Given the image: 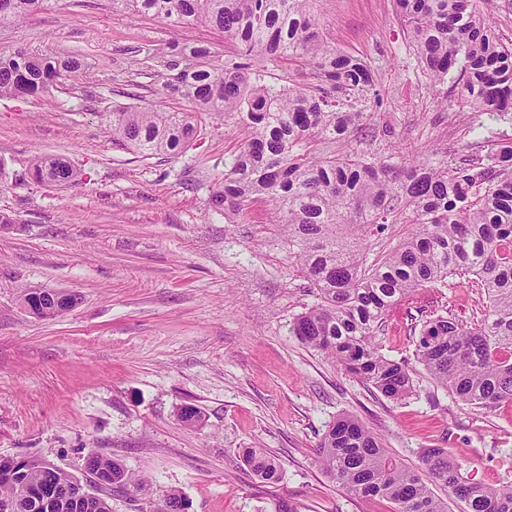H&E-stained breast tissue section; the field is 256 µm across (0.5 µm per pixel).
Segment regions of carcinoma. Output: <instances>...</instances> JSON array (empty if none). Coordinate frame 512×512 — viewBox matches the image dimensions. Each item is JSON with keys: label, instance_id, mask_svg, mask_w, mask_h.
I'll use <instances>...</instances> for the list:
<instances>
[{"label": "carcinoma", "instance_id": "1", "mask_svg": "<svg viewBox=\"0 0 512 512\" xmlns=\"http://www.w3.org/2000/svg\"><path fill=\"white\" fill-rule=\"evenodd\" d=\"M319 0H112V7L180 25L206 26L235 47L215 60L203 48H174L156 60L164 88L182 99L181 111L120 106L112 138L150 156L183 153L201 115L234 112L244 136L213 208L237 222L263 201L278 215L301 271L318 302L298 316L293 333L346 372L391 399L413 386L408 363L378 350L376 337L390 311L416 289L450 278L475 279L489 301L484 320L465 326L438 315L425 321L416 360L442 387L467 404L491 410L512 403V141H491L485 159L403 165L355 147L376 138L372 119L383 98L371 66L345 53L322 28ZM45 0H0V24L19 21ZM397 15L435 91L450 85L457 103L512 120V45L484 15L481 0H396ZM281 61L309 71L302 84L269 85L267 70ZM74 58L0 52V97L42 95L78 69ZM344 143L339 150L329 148ZM38 179L74 180L57 157L33 164ZM406 226L399 243L374 257L370 238ZM261 481L279 480L278 462L261 448L241 449ZM317 464L355 498H382L393 512H446L419 471L464 503V512H512V485L469 479L445 448H427L421 470L404 465L355 417L324 432ZM100 494L79 510L112 512L109 499L125 493L150 500L151 483L118 461L90 451L84 461ZM79 478L36 459L0 456V501ZM181 493L168 492L150 512H185Z\"/></svg>", "mask_w": 512, "mask_h": 512}]
</instances>
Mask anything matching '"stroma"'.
<instances>
[{
  "mask_svg": "<svg viewBox=\"0 0 512 512\" xmlns=\"http://www.w3.org/2000/svg\"><path fill=\"white\" fill-rule=\"evenodd\" d=\"M337 47L373 66L384 103L378 144L408 159L430 152L466 162L512 122L440 105L393 0H318ZM184 44L227 58L222 34L113 10L112 0H47L0 25V51L73 56L54 95L0 97V456L54 464L78 477L89 451L121 460L155 493L181 491L187 512H392L346 495L316 464L318 442L342 415L357 417L403 463L444 448L474 481L512 485V406L463 403L413 362L430 313L471 325L488 300L449 280L418 290L377 338L387 358L413 363V389L392 400L302 344L295 318L317 301L274 215L254 204L227 223L209 204L241 139L234 113L202 115L185 153L143 156L112 141L113 107L168 110L178 99L150 55ZM54 156L75 183L32 178ZM27 288L80 296L54 318L28 313ZM194 404L201 426L178 412ZM261 448L281 466L260 482L239 458Z\"/></svg>",
  "mask_w": 512,
  "mask_h": 512,
  "instance_id": "1",
  "label": "stroma"
}]
</instances>
